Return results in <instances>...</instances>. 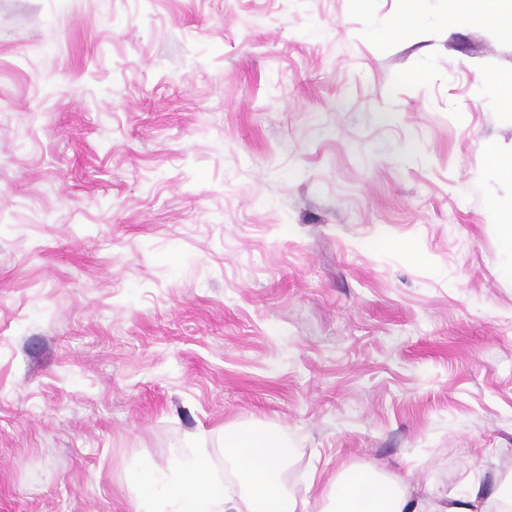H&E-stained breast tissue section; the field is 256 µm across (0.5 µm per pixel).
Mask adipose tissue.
Returning <instances> with one entry per match:
<instances>
[{
  "label": "adipose tissue",
  "mask_w": 512,
  "mask_h": 512,
  "mask_svg": "<svg viewBox=\"0 0 512 512\" xmlns=\"http://www.w3.org/2000/svg\"><path fill=\"white\" fill-rule=\"evenodd\" d=\"M224 446L246 479L244 499L228 496L223 484L210 478L207 463L194 458L150 476L135 512H308L309 498L288 493L282 484V465L294 453L283 428L233 429ZM326 496L331 512H358L362 499L367 512H487L491 506L512 512V473L493 496L475 484L441 500L413 496L402 479H386L365 467L345 471Z\"/></svg>",
  "instance_id": "1"
}]
</instances>
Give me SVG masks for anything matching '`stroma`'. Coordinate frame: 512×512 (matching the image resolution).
<instances>
[{"instance_id": "1", "label": "stroma", "mask_w": 512, "mask_h": 512, "mask_svg": "<svg viewBox=\"0 0 512 512\" xmlns=\"http://www.w3.org/2000/svg\"><path fill=\"white\" fill-rule=\"evenodd\" d=\"M408 13L387 42L376 30ZM512 6L0 0V512H135L232 427L304 495L512 472ZM496 3H509V0H448V14L452 16L462 17L468 14H474L477 11H486L488 4Z\"/></svg>"}]
</instances>
